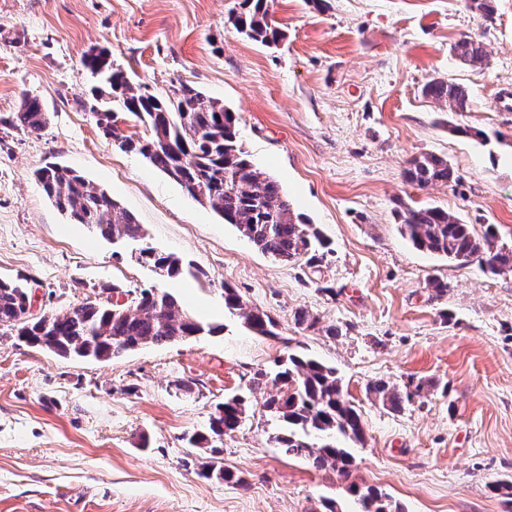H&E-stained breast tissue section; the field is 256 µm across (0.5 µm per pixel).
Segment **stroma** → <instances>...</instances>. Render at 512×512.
I'll use <instances>...</instances> for the list:
<instances>
[{"label":"stroma","mask_w":512,"mask_h":512,"mask_svg":"<svg viewBox=\"0 0 512 512\" xmlns=\"http://www.w3.org/2000/svg\"><path fill=\"white\" fill-rule=\"evenodd\" d=\"M242 0H0V279L28 280L37 311L97 297L101 286H156L222 333L146 346L107 361L61 358L0 336V512H355L351 484L403 512H512V272L484 273L416 249L399 206H438L475 235L495 226L512 246V0L485 19L465 0H272L283 33L267 46L235 26ZM464 36L488 62L470 68ZM107 49L158 95L183 82L234 112L240 143L273 176L330 254L316 266L262 253L141 155L104 135L78 101L93 83L89 48ZM464 85L451 112L424 93ZM48 113L37 135L6 123L23 95ZM444 157L456 183H406L408 159ZM48 163L79 171L143 225L147 243L193 264L167 279L71 223L34 181ZM448 285L437 295L431 281ZM267 312L277 335L224 311V287ZM318 324L308 329L296 315ZM294 353L334 367L362 414L348 476L314 469L274 440L263 409L274 390L255 371ZM192 380V394L173 385ZM423 383L399 411L368 390ZM247 396L225 436L224 467L245 485L206 479V452L185 433L216 404ZM454 54L462 63L472 68H481L488 58L484 45L470 36L456 42ZM424 93L455 112H463L469 106L468 90L459 83L436 79L425 86Z\"/></svg>","instance_id":"stroma-1"}]
</instances>
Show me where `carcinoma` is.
Masks as SVG:
<instances>
[{"label": "carcinoma", "instance_id": "carcinoma-1", "mask_svg": "<svg viewBox=\"0 0 512 512\" xmlns=\"http://www.w3.org/2000/svg\"><path fill=\"white\" fill-rule=\"evenodd\" d=\"M246 11L236 18L237 28L261 43H275L283 33L269 14L267 0H243ZM455 56L472 68L482 67L488 53L484 45L468 36L456 42ZM81 64L102 85L91 90L90 107L104 135L121 149L135 152L156 169L176 180L198 202L209 205L226 224L234 225L260 251L280 261L320 263L316 245L322 244L317 228L296 215L280 184L255 167L238 141L236 118L224 105L196 87L180 82L164 96L148 87L134 85L124 71L113 67L110 54L92 47L84 52ZM424 93L455 112L469 106L465 86L436 79ZM133 116L140 133L124 135L117 125L118 113ZM48 123L39 98L25 95L10 116L11 127L28 134L40 133ZM51 203L76 224H85L114 242H136L144 238L136 216L122 207L105 190L93 186L79 172L49 163L34 172ZM406 181L419 187L448 185L457 176L448 161L435 154L414 156L404 171ZM400 232L411 244L451 262L478 261L486 271H512V247L495 244L496 233L488 229L476 236L470 225L439 207L397 211ZM140 259L153 264L161 276L176 279L183 275V259L173 253H157L150 247L140 250ZM128 302L120 305L109 298L86 301L66 310H52L36 318L26 317L31 302L29 292L12 280L0 281V335L8 334L30 346L48 349L60 357L91 358L98 361L117 357L147 345H162L198 336L212 335L220 328L180 309L176 297L161 288H134L124 291ZM224 310L241 318L253 332L275 337L272 317L249 307L233 288L224 286ZM273 384L278 392L263 404L282 424L275 436L279 447L291 456L305 458L320 470L332 467L349 474L352 456L342 441L362 442L361 413L346 399L336 369L294 354L278 360ZM422 384L402 391L378 379L369 391L395 411L420 396ZM247 400L234 395L216 405L208 433H193L187 441L203 448L209 439L222 440L243 422ZM212 460L203 464L200 475L207 479H244L218 461L219 449L211 448ZM359 512H402L392 500L372 488L350 487Z\"/></svg>", "mask_w": 512, "mask_h": 512}]
</instances>
